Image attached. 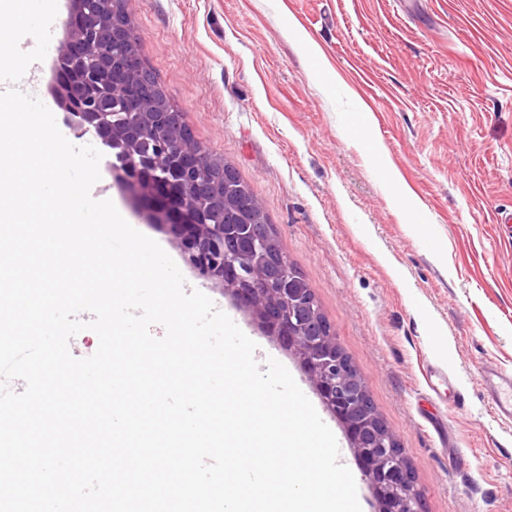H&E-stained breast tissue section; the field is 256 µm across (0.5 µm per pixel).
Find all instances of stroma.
I'll return each instance as SVG.
<instances>
[{
    "mask_svg": "<svg viewBox=\"0 0 512 512\" xmlns=\"http://www.w3.org/2000/svg\"><path fill=\"white\" fill-rule=\"evenodd\" d=\"M144 62L193 139L262 203L397 436L425 512H512V420L482 369L512 375V0H127ZM0 34L41 37L13 0ZM53 59L33 93L74 145ZM91 189L235 314L307 397L297 360L197 279L108 168ZM441 364L448 382L429 378ZM375 502L336 419L319 409Z\"/></svg>",
    "mask_w": 512,
    "mask_h": 512,
    "instance_id": "35a3bbf8",
    "label": "stroma"
}]
</instances>
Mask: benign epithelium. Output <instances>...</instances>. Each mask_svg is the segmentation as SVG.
Listing matches in <instances>:
<instances>
[{
    "label": "benign epithelium",
    "instance_id": "benign-epithelium-1",
    "mask_svg": "<svg viewBox=\"0 0 512 512\" xmlns=\"http://www.w3.org/2000/svg\"><path fill=\"white\" fill-rule=\"evenodd\" d=\"M99 0H73L66 21L72 37L59 51L57 61L82 62L76 81L60 82V108L80 116L78 127L92 131L101 145L117 141L129 154L127 169L112 166L116 180L145 208L148 219L165 225L174 236L186 263L196 275L224 289L236 305L269 336L294 354L306 380L325 408L343 425L350 446L362 464L376 512H424L423 496L412 477L398 439L373 407L351 358L342 349L329 322L300 278L291 269L285 252L268 234L267 226L253 223L257 207L242 206L216 193L191 202H173L153 193L148 166L163 156H146L141 147L155 131L159 145H169L183 159L182 186L190 174L206 175L209 149L190 138L184 121L174 115L173 130L159 125L150 105L141 101L136 82L139 62L132 49L123 58L97 46L105 23ZM128 91L141 125L121 128L112 121V97ZM216 212L224 223L211 221Z\"/></svg>",
    "mask_w": 512,
    "mask_h": 512
}]
</instances>
